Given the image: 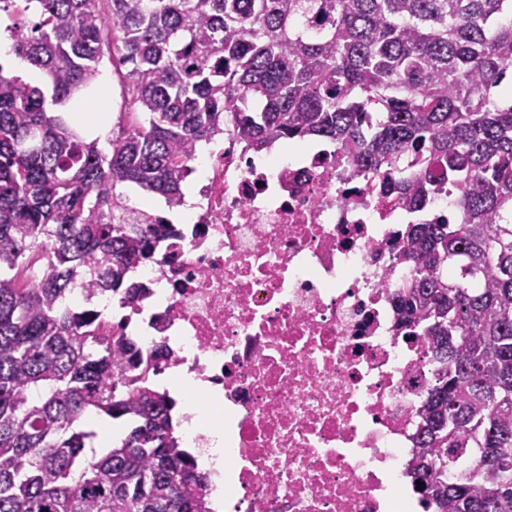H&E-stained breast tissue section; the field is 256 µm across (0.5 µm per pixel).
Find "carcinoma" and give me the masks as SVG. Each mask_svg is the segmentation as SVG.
Returning <instances> with one entry per match:
<instances>
[{
  "label": "carcinoma",
  "instance_id": "carcinoma-1",
  "mask_svg": "<svg viewBox=\"0 0 512 512\" xmlns=\"http://www.w3.org/2000/svg\"><path fill=\"white\" fill-rule=\"evenodd\" d=\"M0 0L38 16L0 65V512H209L174 437L175 401L147 353L63 306L80 282L134 303L132 266L164 224L120 208L133 184L181 201L187 161L228 122L246 149L324 139L422 213L453 194L458 224H406L398 330L434 366L409 464L432 512H512V0ZM121 48L143 116L87 140L58 107ZM261 111L249 107L251 100ZM93 413L130 424L86 459Z\"/></svg>",
  "mask_w": 512,
  "mask_h": 512
}]
</instances>
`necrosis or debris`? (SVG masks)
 <instances>
[{"mask_svg": "<svg viewBox=\"0 0 512 512\" xmlns=\"http://www.w3.org/2000/svg\"><path fill=\"white\" fill-rule=\"evenodd\" d=\"M211 144L193 157L194 211L162 216L177 258L130 272L147 295L117 316L78 285L70 306L144 350L164 343L158 376L194 379L206 412L179 444L202 454L223 436L213 512H417L407 468L431 368L394 305L411 212L336 146L259 165L232 128Z\"/></svg>", "mask_w": 512, "mask_h": 512, "instance_id": "obj_1", "label": "necrosis or debris"}]
</instances>
